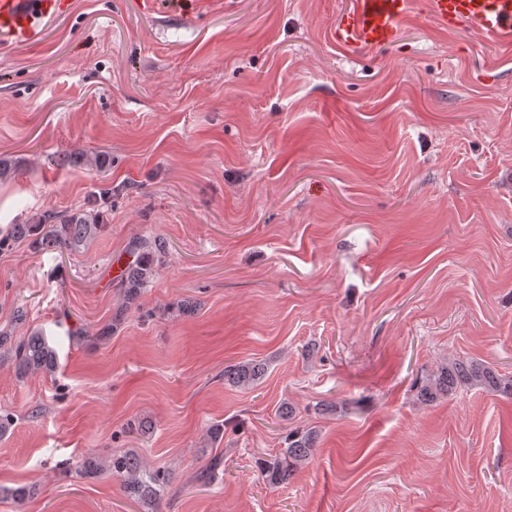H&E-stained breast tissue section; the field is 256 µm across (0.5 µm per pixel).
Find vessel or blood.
Listing matches in <instances>:
<instances>
[{
    "mask_svg": "<svg viewBox=\"0 0 512 512\" xmlns=\"http://www.w3.org/2000/svg\"><path fill=\"white\" fill-rule=\"evenodd\" d=\"M413 0H350L331 27L337 47L365 57L394 46ZM65 0H0V45L33 39L39 27L65 12ZM427 13L448 32L466 28L512 48V0H425Z\"/></svg>",
    "mask_w": 512,
    "mask_h": 512,
    "instance_id": "obj_1",
    "label": "vessel or blood"
}]
</instances>
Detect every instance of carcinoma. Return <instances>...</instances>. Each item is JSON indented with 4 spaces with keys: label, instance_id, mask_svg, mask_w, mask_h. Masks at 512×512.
<instances>
[{
    "label": "carcinoma",
    "instance_id": "1",
    "mask_svg": "<svg viewBox=\"0 0 512 512\" xmlns=\"http://www.w3.org/2000/svg\"><path fill=\"white\" fill-rule=\"evenodd\" d=\"M99 224L95 217L81 212L58 215L46 211L32 224H13L8 233L0 237V252L25 244L34 250L49 248L78 249L96 237ZM132 257L122 271V302L118 311L132 306L141 294V289L153 278L158 264L166 254L165 243L157 238L134 237L125 249ZM0 351L15 363L20 375L43 372L51 374L57 367L55 349L44 336L33 333L18 340L0 330ZM265 368L253 362H237L224 366V380L237 386H250L264 374ZM479 388L487 392L512 398V377L500 375L488 363L475 359H457L441 366L426 379L419 390L425 403L449 396L459 389ZM317 431L295 429L288 433V446L281 456L270 463L267 477L274 484L288 481L293 472L305 462L316 448ZM108 471L120 477L129 495L140 500H154L162 478L147 481L141 477V461L137 454L113 455L106 463L88 466V472Z\"/></svg>",
    "mask_w": 512,
    "mask_h": 512
}]
</instances>
